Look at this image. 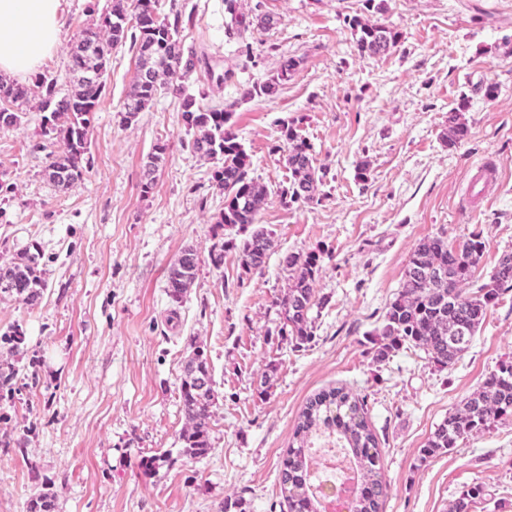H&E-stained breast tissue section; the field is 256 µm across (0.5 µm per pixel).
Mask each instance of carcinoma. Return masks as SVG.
<instances>
[{
  "instance_id": "obj_1",
  "label": "carcinoma",
  "mask_w": 512,
  "mask_h": 512,
  "mask_svg": "<svg viewBox=\"0 0 512 512\" xmlns=\"http://www.w3.org/2000/svg\"><path fill=\"white\" fill-rule=\"evenodd\" d=\"M182 13L159 16L156 0H113L111 11L100 23L81 27L74 34L66 92L58 80H39V111L42 118L39 140L33 148L46 153V180L65 190L82 180L89 169L88 149L93 115L105 95L107 79L90 80L88 74H108L112 50L130 42L139 70L125 103L129 117L153 104L159 92L180 85L197 68L194 52L184 48ZM355 47L361 56L385 55L398 44V33L369 20L350 22ZM296 61L289 58L266 81L244 88V99L272 96L288 82ZM29 89L0 79V129L20 123V106L28 99ZM188 97L183 121L190 139L185 145L193 153L220 161L213 175L214 186L224 195V210L218 224L248 235L214 244L209 252L211 264H224V249L239 250L245 270H261L272 248L271 233L256 226L266 205L268 189L248 177L249 155L230 124L232 113L220 107H194ZM467 101L462 99L448 117L446 138L455 145L468 136L463 118ZM281 136L287 143L283 156L288 169V184L278 189L285 205L309 203L317 199L322 177L314 165L312 147L291 125H282ZM165 146L159 145L149 157L142 188L150 190V177L161 161ZM481 236L472 235L462 246L448 245L440 237L420 242L409 258L401 290L389 304L381 332L383 343L375 359L385 361L403 347L418 348L437 366L446 367L468 352L484 322L488 307L512 288V253L503 255L488 279L478 282L475 272L484 256ZM41 252L26 247L11 260L0 264V294L35 306L46 288L39 269ZM292 271V283L279 307L288 335L298 349L310 343L314 330L310 311L314 306L313 283L321 266L320 257L290 254L285 258ZM199 266L196 250H183L168 273L167 292L180 302L194 283ZM25 336L21 329L0 336V348L9 355H20ZM19 369L11 365L0 371V402L13 398ZM181 411L185 420L180 434L182 452L193 458L209 453L210 419L214 403L213 379L208 359L196 349L183 369L180 385ZM512 414V361L502 363L490 373L480 388L468 396L462 406L448 414L421 450V459L434 458L457 447L458 442L489 430L493 423ZM321 438H329L346 450L360 475L359 494L353 512H381L387 495L384 462L376 435L370 428L364 401L342 388L323 391L307 403L298 417L292 446L288 448L280 472L281 491L286 494L289 512H320L314 495L311 472L316 456L312 448ZM483 489L474 485L464 491L454 512H468L469 504ZM54 497L47 493L34 496L27 512H55Z\"/></svg>"
}]
</instances>
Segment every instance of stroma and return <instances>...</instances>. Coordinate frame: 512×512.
Wrapping results in <instances>:
<instances>
[{"instance_id":"35a3bbf8","label":"stroma","mask_w":512,"mask_h":512,"mask_svg":"<svg viewBox=\"0 0 512 512\" xmlns=\"http://www.w3.org/2000/svg\"><path fill=\"white\" fill-rule=\"evenodd\" d=\"M112 0H62L60 49L41 74L66 78L78 27ZM191 15L182 36L199 59L185 94L162 92L128 117L136 71L128 46L113 50L93 120L90 169L61 191L34 151L37 95L22 123L0 131V263L40 247L46 289L36 307L0 296V334L21 325L19 363L36 376L14 406L0 405V512H27L33 493H53L57 512H284L282 461L294 424L318 392L363 398L385 461L383 512H452L467 486L484 489L470 512H512V415L424 461L437 426L501 362L512 361V290L491 306L464 357L441 368L417 348L383 362L386 309L417 243L440 237L486 248L476 279L512 253V0H238L247 30L228 28L224 0H159L160 15ZM273 14L263 29L255 15ZM378 20L399 32L381 57L359 56L349 23ZM295 71L269 98L242 99L284 58ZM495 87L486 98L482 87ZM221 105L250 157L249 178L270 191L259 215L274 246L263 270L245 272L238 251L209 261L224 240L217 161L184 145L185 95ZM467 99L468 137L443 133ZM295 125L324 174L319 202L283 205L288 178L282 124ZM166 153L142 190L156 145ZM369 161L367 180L356 166ZM501 178L473 203L468 177L481 163ZM196 249L197 278L182 302L165 291L171 264ZM318 254L314 341L294 348L280 332L277 300L292 273L288 254ZM214 379L211 450L183 455V367L194 347ZM167 455L153 474L144 459Z\"/></svg>"}]
</instances>
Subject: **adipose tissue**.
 Instances as JSON below:
<instances>
[{
    "instance_id": "obj_1",
    "label": "adipose tissue",
    "mask_w": 512,
    "mask_h": 512,
    "mask_svg": "<svg viewBox=\"0 0 512 512\" xmlns=\"http://www.w3.org/2000/svg\"><path fill=\"white\" fill-rule=\"evenodd\" d=\"M61 0H0V77L25 78L61 44Z\"/></svg>"
}]
</instances>
